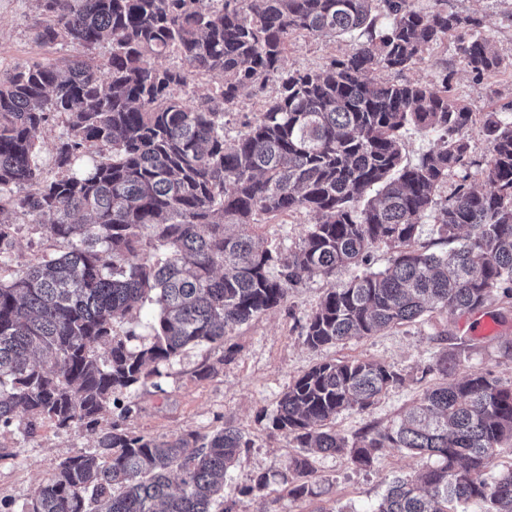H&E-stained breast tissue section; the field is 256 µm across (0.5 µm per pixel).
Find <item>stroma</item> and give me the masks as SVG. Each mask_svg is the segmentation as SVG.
Wrapping results in <instances>:
<instances>
[{
  "instance_id": "1",
  "label": "stroma",
  "mask_w": 512,
  "mask_h": 512,
  "mask_svg": "<svg viewBox=\"0 0 512 512\" xmlns=\"http://www.w3.org/2000/svg\"><path fill=\"white\" fill-rule=\"evenodd\" d=\"M449 11L478 20L482 37L504 57L495 73L475 76L457 56L454 37L427 50L403 73L378 69L377 81L432 83L449 72L456 96L472 112L503 110L512 104V0H448ZM43 17L35 0H0V77L33 60L55 61L82 55L79 46L40 44L35 32ZM351 42L300 35L293 38L286 68H319L348 52ZM315 218L301 211L256 225L252 233L265 247L288 251L305 236ZM355 268H340L331 280H303L277 308L237 327L224 340L231 359L192 349L167 368L161 389L139 388L137 409L120 424L127 431L168 437L197 431L210 433L231 425L248 433L252 448L243 453L224 481V501L233 512H373L396 476L418 474L425 459L399 448H383L372 467L361 469L344 455H320L310 480L313 493L289 496L282 483L296 444L271 427L268 417L294 380L317 363L329 360H375L400 373V385L387 390L369 409H349L335 421L337 432L354 437L369 427L399 423L426 389L440 382L435 363L447 359L452 376L486 375L512 386V309L491 303L472 313L437 311L422 319L363 339L311 349L304 325L330 285L348 281ZM215 366L201 375L202 365ZM94 436L83 429L62 431L44 425L35 437L12 432L0 435V499L23 503L58 464L78 450H90ZM266 475L265 498L243 496L258 475Z\"/></svg>"
}]
</instances>
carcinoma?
Listing matches in <instances>:
<instances>
[{
	"label": "carcinoma",
	"instance_id": "carcinoma-1",
	"mask_svg": "<svg viewBox=\"0 0 512 512\" xmlns=\"http://www.w3.org/2000/svg\"><path fill=\"white\" fill-rule=\"evenodd\" d=\"M37 2L38 42L89 57L32 61L0 79V433L83 428L94 449L62 460L21 510L0 500V512H214L249 435L227 425L156 439L102 421L132 414L138 388H161L159 366L224 346L303 278L366 266L376 246L396 253L392 264L327 289L304 328L310 348L512 301V120L470 111L446 74L437 84L366 77L408 69L448 35L476 76L498 70L485 38L460 33L470 19L415 0ZM375 11L391 19L386 30ZM355 32L365 40L325 66L284 70L293 35ZM102 44L109 56L92 57ZM170 55L185 66L155 64ZM195 75L218 85L189 106L179 92ZM270 81L275 94L226 139V105ZM55 120L68 132L55 148L58 175L46 179L35 134ZM477 121L491 146L482 191L468 184L466 132ZM407 126L438 134L414 164L402 151ZM81 154L98 157L84 174L73 171ZM451 175L437 225L449 249L437 252L419 226ZM299 211L316 221L285 256L249 231ZM6 213L29 219L44 249L20 261L22 224ZM146 307L151 340L134 346L116 325ZM401 383L381 362L340 360L288 386L270 423L299 448L289 495L310 494L319 454L370 468L379 449L404 448L433 464L394 478L373 512H512V467L488 474L512 441V386L472 375L426 390L394 427L336 432L338 414Z\"/></svg>",
	"mask_w": 512,
	"mask_h": 512
}]
</instances>
